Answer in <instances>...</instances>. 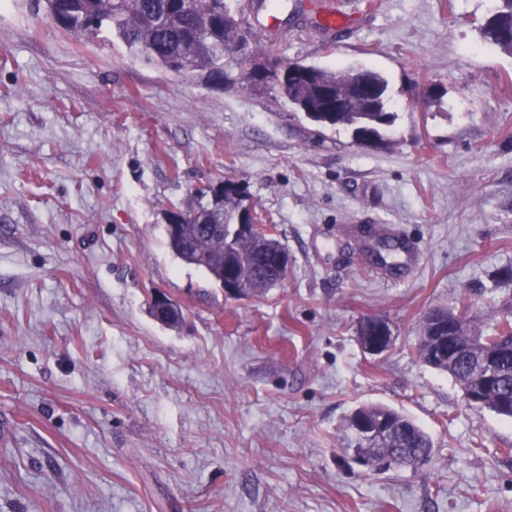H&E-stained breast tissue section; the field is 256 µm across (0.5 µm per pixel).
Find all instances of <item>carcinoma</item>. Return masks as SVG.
I'll return each mask as SVG.
<instances>
[{
  "label": "carcinoma",
  "instance_id": "1",
  "mask_svg": "<svg viewBox=\"0 0 512 512\" xmlns=\"http://www.w3.org/2000/svg\"><path fill=\"white\" fill-rule=\"evenodd\" d=\"M37 9L63 32L79 41L94 42L103 37H117L129 53L165 72L178 76L216 73L230 82L232 78L224 56L235 53L233 62L240 76L247 81L257 69L275 77L271 87L297 110L321 125L354 129L358 138L379 137V129L393 122L388 111L387 80L379 73L352 67L325 70L299 62L290 63L270 53L262 64L246 67L247 38L243 21L235 18L226 0H35ZM512 20V0H495L492 15L481 27L484 40L512 52V42L500 39L495 21ZM294 66L303 69L301 79L280 78L281 70ZM333 92L343 100L346 111L327 112L323 91ZM236 181L226 179L211 189L221 205L197 202L182 211L185 222L180 236L168 235V244L177 257H182L183 244L199 255L188 261L215 281L230 266L235 269L240 287L256 296L275 286V279L265 263L271 252L283 249L277 239H263L231 234L230 226L239 222L247 206L246 194ZM452 334L476 349L499 351L498 384L484 396L482 408L512 420V411L503 402L512 398V300L504 303L495 323L483 328L473 312L470 298L462 294L454 307H433L422 317L415 347L416 354L426 364L447 372L456 383L464 382L474 372L478 362L475 353L452 363L433 354V337ZM384 416L391 422L389 439L374 449L378 455L398 453L400 463L415 469L431 461L434 443L431 436L412 418L389 405L362 403L356 406L344 422V439L351 438L354 424L360 418Z\"/></svg>",
  "mask_w": 512,
  "mask_h": 512
}]
</instances>
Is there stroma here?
Wrapping results in <instances>:
<instances>
[{"mask_svg": "<svg viewBox=\"0 0 512 512\" xmlns=\"http://www.w3.org/2000/svg\"><path fill=\"white\" fill-rule=\"evenodd\" d=\"M229 3L253 60L382 74L380 140L0 0V512H512V421L415 353L428 308L467 291L488 326L512 298V53L480 35L486 0H288L274 31ZM336 9L348 26H318ZM227 178L290 258L247 299L165 233ZM371 225L418 259L375 264ZM374 315L396 336L377 357L357 339ZM368 402L432 437L427 466L350 459L340 425Z\"/></svg>", "mask_w": 512, "mask_h": 512, "instance_id": "obj_1", "label": "stroma"}]
</instances>
